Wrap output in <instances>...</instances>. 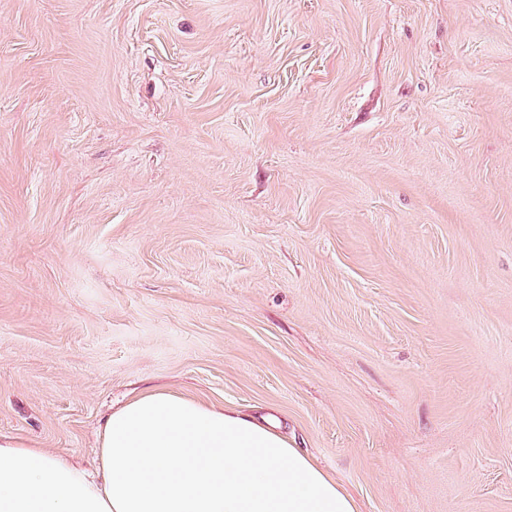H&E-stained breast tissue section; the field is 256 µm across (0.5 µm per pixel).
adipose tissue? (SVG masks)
Returning <instances> with one entry per match:
<instances>
[{"label": "adipose tissue", "instance_id": "adipose-tissue-1", "mask_svg": "<svg viewBox=\"0 0 512 512\" xmlns=\"http://www.w3.org/2000/svg\"><path fill=\"white\" fill-rule=\"evenodd\" d=\"M90 475L0 436V512H358L270 426L234 408L144 393L106 418Z\"/></svg>", "mask_w": 512, "mask_h": 512}]
</instances>
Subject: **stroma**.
I'll return each instance as SVG.
<instances>
[{
  "label": "stroma",
  "mask_w": 512,
  "mask_h": 512,
  "mask_svg": "<svg viewBox=\"0 0 512 512\" xmlns=\"http://www.w3.org/2000/svg\"><path fill=\"white\" fill-rule=\"evenodd\" d=\"M156 387L512 512V0H0V433Z\"/></svg>",
  "instance_id": "obj_1"
}]
</instances>
